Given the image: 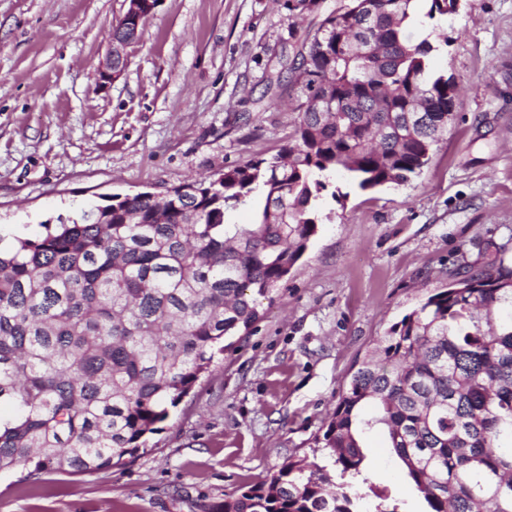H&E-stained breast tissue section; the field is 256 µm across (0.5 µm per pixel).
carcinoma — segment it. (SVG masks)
<instances>
[{
    "label": "carcinoma",
    "instance_id": "carcinoma-1",
    "mask_svg": "<svg viewBox=\"0 0 512 512\" xmlns=\"http://www.w3.org/2000/svg\"><path fill=\"white\" fill-rule=\"evenodd\" d=\"M416 0H284L320 17L288 72L300 91L283 152L209 180L112 196L83 222L0 236V472L72 475L146 451L224 341L259 319L318 230L325 173L371 190L428 164L456 105L430 71ZM446 19L458 0H428ZM324 98L322 111L311 109ZM256 193L252 224L228 214ZM383 430L423 512H512V257L448 270V288L357 364L318 442L212 512H397L363 490Z\"/></svg>",
    "mask_w": 512,
    "mask_h": 512
}]
</instances>
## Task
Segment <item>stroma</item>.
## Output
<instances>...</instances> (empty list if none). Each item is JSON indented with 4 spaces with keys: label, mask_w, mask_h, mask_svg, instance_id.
Masks as SVG:
<instances>
[{
    "label": "stroma",
    "mask_w": 512,
    "mask_h": 512,
    "mask_svg": "<svg viewBox=\"0 0 512 512\" xmlns=\"http://www.w3.org/2000/svg\"><path fill=\"white\" fill-rule=\"evenodd\" d=\"M125 0H0V236L80 220L113 195L162 192L281 153L299 93L277 0H160L122 74L101 85ZM431 69L460 86L427 166L362 191L336 173L320 227L260 317L217 355L152 451L93 474L0 473V512H209L316 443L355 364L448 271L512 254V0H460L421 28ZM363 475L419 512L380 432Z\"/></svg>",
    "instance_id": "35a3bbf8"
}]
</instances>
